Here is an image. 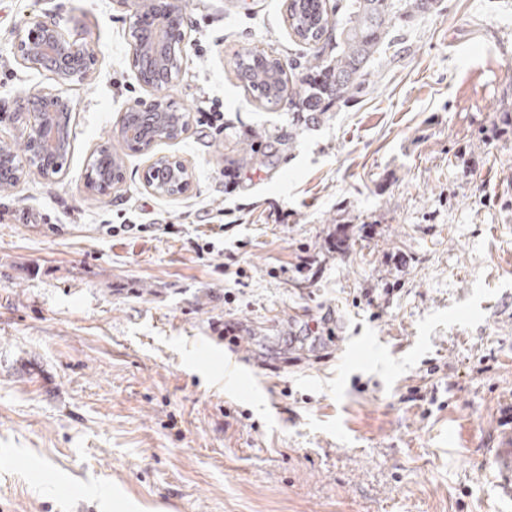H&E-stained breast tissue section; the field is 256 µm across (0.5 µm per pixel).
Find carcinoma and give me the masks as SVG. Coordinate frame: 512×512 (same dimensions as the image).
Listing matches in <instances>:
<instances>
[{
  "label": "carcinoma",
  "instance_id": "obj_1",
  "mask_svg": "<svg viewBox=\"0 0 512 512\" xmlns=\"http://www.w3.org/2000/svg\"><path fill=\"white\" fill-rule=\"evenodd\" d=\"M436 0H346L338 7L341 20L336 22V54L312 56L305 76L298 86H288L279 60L257 58L252 54L238 57L235 68L239 80L268 105L288 99L293 106L292 119L298 124H317L337 104L346 102L368 81L369 63L388 36L386 23L394 12L411 14L434 8ZM289 26L299 42L319 43L328 33L326 0H293L289 7ZM187 112H166L159 123L145 129L144 139L156 142L175 139L189 125ZM170 169L169 178L153 188L161 194L181 192L190 179L183 165L163 161Z\"/></svg>",
  "mask_w": 512,
  "mask_h": 512
}]
</instances>
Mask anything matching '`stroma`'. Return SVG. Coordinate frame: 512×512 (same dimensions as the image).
<instances>
[{
  "instance_id": "1",
  "label": "stroma",
  "mask_w": 512,
  "mask_h": 512,
  "mask_svg": "<svg viewBox=\"0 0 512 512\" xmlns=\"http://www.w3.org/2000/svg\"><path fill=\"white\" fill-rule=\"evenodd\" d=\"M184 5L181 73L160 94L189 128L122 152L102 198L84 186L91 153L157 94L130 63L129 0H0V139L23 129L15 97L53 85L14 53L27 16L95 52L69 91L61 172L0 190V512H512L495 459L512 448V136L492 131L512 116V0L394 18L367 90L313 127L234 71L260 52L299 82L315 49L292 35L287 0ZM204 102L223 128L204 125ZM155 155L186 166L185 194L145 185ZM229 165L243 170L233 189ZM219 214L202 259L180 234L103 230ZM302 255L316 278L296 270ZM326 312L335 341L307 336ZM228 318L255 394L224 379ZM350 336L385 351L355 362ZM432 363L440 403L425 418L407 389Z\"/></svg>"
}]
</instances>
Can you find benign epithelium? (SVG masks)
Instances as JSON below:
<instances>
[{"label": "benign epithelium", "instance_id": "1", "mask_svg": "<svg viewBox=\"0 0 512 512\" xmlns=\"http://www.w3.org/2000/svg\"><path fill=\"white\" fill-rule=\"evenodd\" d=\"M189 19L183 0H164L160 12L150 19V27H138L130 33V59L132 66L148 58L145 72L137 73L147 88L159 89L174 82L181 70V60L186 53ZM17 56L30 70L47 71L54 82L51 88H39L16 99L14 112L25 119L23 145L25 160L16 165L14 182L26 178L30 168L26 159L36 158L37 170L44 176L60 172V158L66 156L67 143L64 130L73 118L76 106L66 91L85 81L94 60L89 45L82 38H69L49 17L33 15L27 19L17 38ZM128 112L143 113V124L151 125L155 113L171 112L173 108L164 97L158 96L150 103L140 101L129 105ZM113 140L127 150L147 154L154 144H146L120 116L112 131Z\"/></svg>", "mask_w": 512, "mask_h": 512}]
</instances>
